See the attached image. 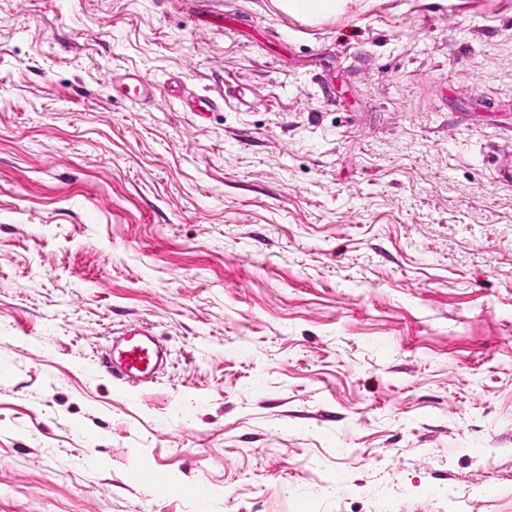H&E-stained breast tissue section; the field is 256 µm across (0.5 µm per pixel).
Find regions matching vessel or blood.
Wrapping results in <instances>:
<instances>
[{"mask_svg":"<svg viewBox=\"0 0 512 512\" xmlns=\"http://www.w3.org/2000/svg\"><path fill=\"white\" fill-rule=\"evenodd\" d=\"M119 87L128 95L143 101L152 97L156 83L150 75L138 73L126 75ZM160 359L151 331L143 328L125 332L119 341L113 343L100 366L112 378L133 385L153 372Z\"/></svg>","mask_w":512,"mask_h":512,"instance_id":"1","label":"vessel or blood"}]
</instances>
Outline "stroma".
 <instances>
[{
  "mask_svg": "<svg viewBox=\"0 0 512 512\" xmlns=\"http://www.w3.org/2000/svg\"><path fill=\"white\" fill-rule=\"evenodd\" d=\"M452 491L512 512V0H0V512ZM350 0H277L279 7L306 20H320L340 13ZM117 87L142 101L150 99L157 89L154 79L146 73L128 74ZM122 336L113 342L100 361V367L113 379L134 385L139 378L153 372L162 358L149 329L126 331Z\"/></svg>",
  "mask_w": 512,
  "mask_h": 512,
  "instance_id": "1",
  "label": "stroma"
}]
</instances>
